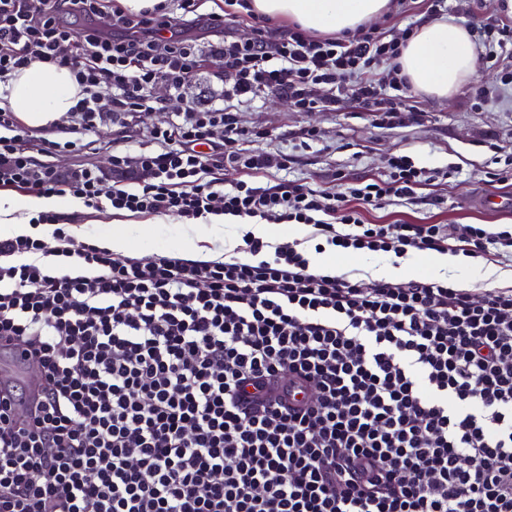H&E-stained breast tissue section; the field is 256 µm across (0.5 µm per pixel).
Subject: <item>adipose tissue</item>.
Returning <instances> with one entry per match:
<instances>
[{
	"mask_svg": "<svg viewBox=\"0 0 512 512\" xmlns=\"http://www.w3.org/2000/svg\"><path fill=\"white\" fill-rule=\"evenodd\" d=\"M388 4L389 0H253L257 13L322 33L355 32L380 18ZM399 64L414 90L451 98L477 72L474 34L451 17L423 22L405 42ZM80 95L67 67L36 63L0 83V109L15 112L29 128L45 129L70 112ZM80 206L69 196L0 194V229L13 236L41 237L45 228L31 222L36 213H66Z\"/></svg>",
	"mask_w": 512,
	"mask_h": 512,
	"instance_id": "1",
	"label": "adipose tissue"
}]
</instances>
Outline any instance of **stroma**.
<instances>
[{"instance_id":"obj_1","label":"stroma","mask_w":512,"mask_h":512,"mask_svg":"<svg viewBox=\"0 0 512 512\" xmlns=\"http://www.w3.org/2000/svg\"><path fill=\"white\" fill-rule=\"evenodd\" d=\"M438 5L442 15L471 29L496 23L502 15L499 0L482 6L477 0H438ZM506 66H512V53L502 54L496 65H479L449 102L416 94L419 112L401 124H379L373 113L347 99L333 112H298L276 93L240 104L237 117L241 126L262 132L255 149L288 152L293 159L288 179L318 190L338 192L343 179L385 174L390 159L400 154L419 167L455 169V177L430 181L415 200L365 212L369 222L485 224L493 230L512 225V212L479 206L481 197L500 189L488 176L494 158L512 157V87L499 82ZM479 88L488 91L487 99L475 98ZM306 131L313 132L312 141L302 140Z\"/></svg>"}]
</instances>
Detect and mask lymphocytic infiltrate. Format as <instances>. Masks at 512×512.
<instances>
[{
	"label": "lymphocytic infiltrate",
	"mask_w": 512,
	"mask_h": 512,
	"mask_svg": "<svg viewBox=\"0 0 512 512\" xmlns=\"http://www.w3.org/2000/svg\"><path fill=\"white\" fill-rule=\"evenodd\" d=\"M224 7L118 9L106 32L100 0H0V81L53 63L81 88L53 139L0 110V187L127 217L305 224L320 253L512 251V229L365 222L425 184L407 155L338 194L283 178L290 156L253 149L262 134L240 126L234 102L275 92L327 112L349 95L395 124L415 112L403 41L283 28L251 0ZM228 16L248 18L251 37ZM383 62L398 95L369 74ZM205 70L219 102L186 95ZM160 85L170 123L137 130ZM105 119L111 173L50 163L94 148ZM33 222L96 273L49 275L43 239L0 236V343L24 347L43 378L25 417L0 395V512H512V287L476 300L444 281L316 274L297 242L250 233L240 255L212 261L118 259L73 244L64 214Z\"/></svg>",
	"instance_id": "f902f5d3"
}]
</instances>
